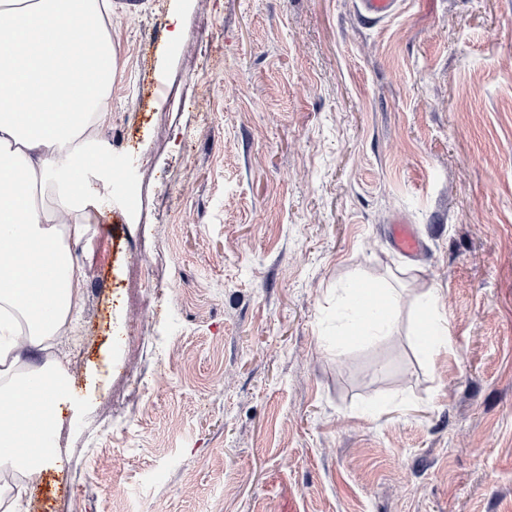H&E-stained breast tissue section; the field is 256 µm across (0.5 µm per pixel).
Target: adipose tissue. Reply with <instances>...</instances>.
Returning <instances> with one entry per match:
<instances>
[{
    "label": "adipose tissue",
    "instance_id": "ef3b65f1",
    "mask_svg": "<svg viewBox=\"0 0 512 512\" xmlns=\"http://www.w3.org/2000/svg\"><path fill=\"white\" fill-rule=\"evenodd\" d=\"M112 0H0V468L36 474L49 449L13 453L24 434L49 432L55 404L37 410L26 391L51 381L39 353L77 320L83 273L58 241L82 238L89 216L83 170L101 154L79 155L74 142L112 109V41L81 43L87 27L109 18ZM368 284L351 291V334L392 331L401 296L383 288L362 304ZM53 313L44 317L43 304Z\"/></svg>",
    "mask_w": 512,
    "mask_h": 512
}]
</instances>
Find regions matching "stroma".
Returning <instances> with one entry per match:
<instances>
[{
    "instance_id": "obj_1",
    "label": "stroma",
    "mask_w": 512,
    "mask_h": 512,
    "mask_svg": "<svg viewBox=\"0 0 512 512\" xmlns=\"http://www.w3.org/2000/svg\"><path fill=\"white\" fill-rule=\"evenodd\" d=\"M110 36L26 512H512V0H112ZM368 281L396 329L344 335ZM358 14L366 22H379L391 17L397 10L398 0H358ZM396 247L405 254L416 253L420 248L419 238L410 224L397 221L392 231ZM417 321L421 326L420 333L434 336L430 343L432 353H435L447 344L449 336L448 322L438 314L433 296H430L421 307V310L418 312Z\"/></svg>"
}]
</instances>
